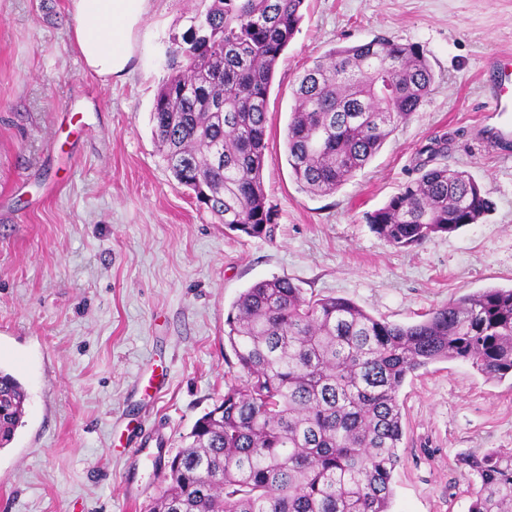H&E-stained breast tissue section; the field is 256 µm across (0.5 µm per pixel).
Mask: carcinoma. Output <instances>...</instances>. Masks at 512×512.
I'll return each mask as SVG.
<instances>
[{"instance_id": "carcinoma-1", "label": "carcinoma", "mask_w": 512, "mask_h": 512, "mask_svg": "<svg viewBox=\"0 0 512 512\" xmlns=\"http://www.w3.org/2000/svg\"><path fill=\"white\" fill-rule=\"evenodd\" d=\"M306 0H200L172 38L168 76L150 119L162 160L224 228L272 238L263 187L268 97ZM420 46L376 36L313 61L292 89L288 164L309 193L364 170L430 95ZM420 175L370 214L398 249L479 224L494 209L465 170L424 162ZM224 331L247 375L203 414L161 466L147 512H390L402 444L399 390L445 360L489 381L512 377V288H485L409 325L341 297L307 299L291 279L244 290ZM22 384L0 369V448L25 411ZM478 484L469 512H512V452L460 457Z\"/></svg>"}]
</instances>
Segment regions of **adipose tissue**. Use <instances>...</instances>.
Instances as JSON below:
<instances>
[{
	"label": "adipose tissue",
	"instance_id": "obj_1",
	"mask_svg": "<svg viewBox=\"0 0 512 512\" xmlns=\"http://www.w3.org/2000/svg\"><path fill=\"white\" fill-rule=\"evenodd\" d=\"M72 38L87 69L103 81L131 72L137 33L150 0H69Z\"/></svg>",
	"mask_w": 512,
	"mask_h": 512
}]
</instances>
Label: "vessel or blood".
I'll return each instance as SVG.
<instances>
[{
  "label": "vessel or blood",
  "mask_w": 512,
  "mask_h": 512,
  "mask_svg": "<svg viewBox=\"0 0 512 512\" xmlns=\"http://www.w3.org/2000/svg\"><path fill=\"white\" fill-rule=\"evenodd\" d=\"M487 67L493 74L488 106L492 125L484 146L487 150L497 151L512 143V54L490 56Z\"/></svg>",
  "instance_id": "vessel-or-blood-1"
}]
</instances>
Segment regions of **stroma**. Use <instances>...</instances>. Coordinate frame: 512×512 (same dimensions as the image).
Segmentation results:
<instances>
[{"mask_svg": "<svg viewBox=\"0 0 512 512\" xmlns=\"http://www.w3.org/2000/svg\"><path fill=\"white\" fill-rule=\"evenodd\" d=\"M196 0H151L133 71L106 83L73 48L68 0H0V367L28 398L0 450V512H146L196 420L246 376L224 337L255 282L344 297L410 324L512 286V157L481 149L486 58L512 52V0H306L271 88L263 184L273 239L228 230L167 171L150 111L172 34ZM383 35L420 45L436 84L374 160L335 192L300 189L285 137L292 87L329 49ZM489 193L479 224L410 248L369 215L418 176L427 149ZM390 512H469L460 455L512 451V380L449 360L399 391ZM159 432L149 458L127 449Z\"/></svg>", "mask_w": 512, "mask_h": 512, "instance_id": "stroma-1", "label": "stroma"}]
</instances>
